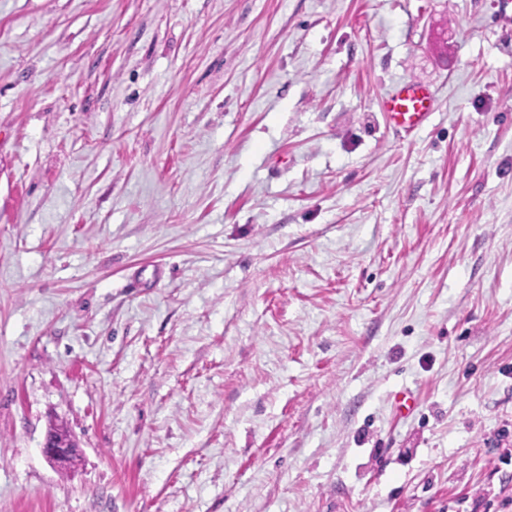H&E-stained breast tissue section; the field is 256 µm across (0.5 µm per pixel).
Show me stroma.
Returning a JSON list of instances; mask_svg holds the SVG:
<instances>
[{
    "label": "stroma",
    "mask_w": 512,
    "mask_h": 512,
    "mask_svg": "<svg viewBox=\"0 0 512 512\" xmlns=\"http://www.w3.org/2000/svg\"><path fill=\"white\" fill-rule=\"evenodd\" d=\"M495 2L0 0V512H512ZM435 102L432 88L413 80H404L383 96L382 112L392 126L404 134H411L427 124ZM48 433H67L69 434L73 440H74V448L75 451L73 453L74 448L71 444L60 440L58 438H50L46 435V438L44 440L43 446H42V452L46 456V458L53 464L57 465L58 467L62 468L66 466L68 459L70 458L71 454V462L72 464L76 459L77 455V442L75 438L72 436V434L69 432V430L63 425L58 423H51L49 426V429L47 431Z\"/></svg>",
    "instance_id": "obj_1"
}]
</instances>
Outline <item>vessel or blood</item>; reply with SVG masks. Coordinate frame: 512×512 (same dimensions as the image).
I'll list each match as a JSON object with an SVG mask.
<instances>
[{
    "instance_id": "obj_1",
    "label": "vessel or blood",
    "mask_w": 512,
    "mask_h": 512,
    "mask_svg": "<svg viewBox=\"0 0 512 512\" xmlns=\"http://www.w3.org/2000/svg\"><path fill=\"white\" fill-rule=\"evenodd\" d=\"M435 102L432 88L413 80H404L383 96L382 111L392 126L410 134L427 124Z\"/></svg>"
}]
</instances>
